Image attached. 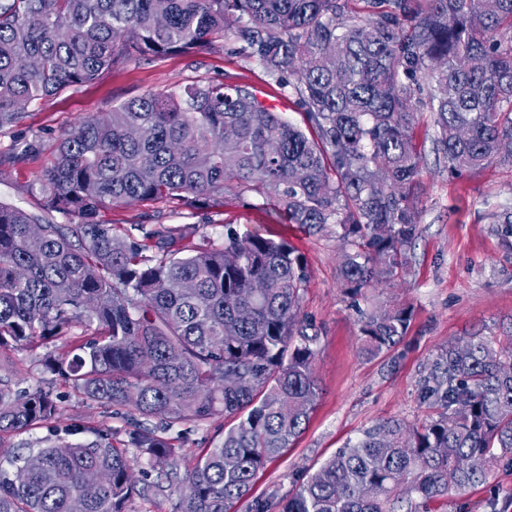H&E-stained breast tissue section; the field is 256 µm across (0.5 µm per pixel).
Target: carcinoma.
<instances>
[{"label": "carcinoma", "instance_id": "obj_1", "mask_svg": "<svg viewBox=\"0 0 512 512\" xmlns=\"http://www.w3.org/2000/svg\"><path fill=\"white\" fill-rule=\"evenodd\" d=\"M349 2L0 0V131L120 62L195 54L217 34L305 115L302 129L251 87L222 81L149 92L85 117L78 138L61 134L37 179L38 212L0 201V353L39 342L45 370L83 399L133 408L128 445L149 466L168 464L176 512H230L242 500L247 512H397L402 491L418 498L407 512H428L512 466V336L476 333L430 364L421 396L434 417L381 420L278 503L253 495L320 398L306 264L286 242L230 224L216 244L164 225L121 237L100 219L132 201L197 213L227 191L251 192L292 224L336 225L352 291L404 272L420 232L409 194L422 170V95L450 174L512 165V0H365L363 16ZM497 232L512 248V213L497 216ZM411 318L408 304L364 314L362 352L394 348ZM218 411L233 424L184 471L145 425L158 417L169 431ZM60 414L51 393L21 397L0 381V438ZM34 455L24 480H0V512H128L148 476L106 433Z\"/></svg>", "mask_w": 512, "mask_h": 512}]
</instances>
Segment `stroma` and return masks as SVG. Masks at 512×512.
I'll return each mask as SVG.
<instances>
[{"label": "stroma", "mask_w": 512, "mask_h": 512, "mask_svg": "<svg viewBox=\"0 0 512 512\" xmlns=\"http://www.w3.org/2000/svg\"><path fill=\"white\" fill-rule=\"evenodd\" d=\"M221 80L245 84L295 125L304 117L294 98L281 89L256 61L237 52L234 44L216 40L197 56L171 54L162 58L132 59L105 71L96 80L65 89L53 99L33 104L16 127L0 132V197L33 209L37 178L53 155L58 136L80 117L110 111L112 106L146 93L176 90L192 84ZM433 115L421 110L415 126L423 156L419 184L411 200L419 212L421 233L402 277L348 295L339 269L345 245L335 225L308 232L288 223L275 201L228 192L213 208L209 224L199 234L215 243L224 240L225 225L282 239L299 254L308 268L302 292V310L321 331L315 370L322 394L304 433L259 471L253 492L283 497L308 469L317 467L347 440L356 438L376 422L397 418L418 423L433 415L425 403L421 384L431 362L460 338L481 332L501 336L512 331V249L496 233V216L512 209V167L498 163L455 177L433 151ZM34 144L22 163L11 162L14 148ZM105 222L117 235L141 225L188 227L196 218L177 202H132L103 211ZM397 303L413 306L406 335L392 351L368 358L360 351V314ZM43 354L35 346L11 353L17 391L51 392L62 408L49 426L14 434L0 442V475L13 477L14 456L28 454L46 439L60 436L72 442L93 439L107 432L115 446L128 440V410L84 400L71 385L45 372ZM229 423L216 413L204 423H186L169 431L179 467L193 465ZM512 495V468L498 467L488 484L449 494L430 503V512H490L491 497Z\"/></svg>", "instance_id": "35a3bbf8"}]
</instances>
